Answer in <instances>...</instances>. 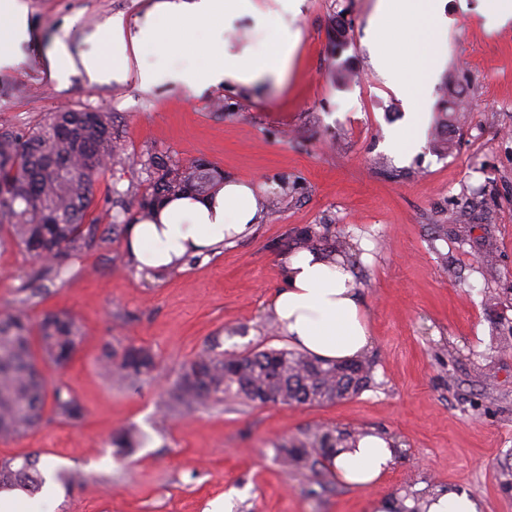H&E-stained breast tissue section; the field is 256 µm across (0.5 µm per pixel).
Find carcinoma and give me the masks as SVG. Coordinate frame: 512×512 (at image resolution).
Wrapping results in <instances>:
<instances>
[{"label":"carcinoma","mask_w":512,"mask_h":512,"mask_svg":"<svg viewBox=\"0 0 512 512\" xmlns=\"http://www.w3.org/2000/svg\"><path fill=\"white\" fill-rule=\"evenodd\" d=\"M458 102L446 103L439 125L453 132L465 122ZM120 135L105 112H51L22 133L0 132V233L60 274L68 262L94 241V225L85 224L93 197V177L104 157H119ZM148 188L136 197L145 217L169 196L202 194L224 180L215 166L194 160L173 164L149 154L143 161ZM298 244L309 251L343 252L304 229ZM83 339L64 312L49 313L34 324L21 305L0 311V438L28 433L43 418L46 401L55 417L69 423L84 418V408L69 390L48 391L38 362L63 366ZM38 345L35 356L32 345ZM107 375L134 385L153 369V357L142 346H126L103 356ZM372 380V365L361 358L336 363L307 353L268 348L246 355L203 349L168 392V408L192 411L224 397L252 404H323L359 394ZM354 434L326 429L310 440L279 445L285 465L312 469L336 448L349 447ZM45 483L36 454L0 462V490L38 493Z\"/></svg>","instance_id":"1"}]
</instances>
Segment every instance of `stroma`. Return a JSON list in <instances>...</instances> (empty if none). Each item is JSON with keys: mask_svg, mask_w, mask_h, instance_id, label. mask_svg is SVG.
<instances>
[{"mask_svg": "<svg viewBox=\"0 0 512 512\" xmlns=\"http://www.w3.org/2000/svg\"><path fill=\"white\" fill-rule=\"evenodd\" d=\"M156 0H24L30 38L22 61L0 70V130L26 131L63 108L108 113L121 136L118 162L97 172L98 242L58 276L12 242L0 245V307L26 301L32 320L66 312L84 339L67 365L43 369L48 388H70L85 410L72 424L45 413L27 434L0 439V459L40 452L52 471L81 472L60 486L54 512H367L371 499L400 502L461 488L483 512H512L500 466L512 459V349L496 338L512 326V22L485 27L480 0H445L447 60L434 81L427 123L447 93L470 98L471 120L445 154L432 140L405 160L383 147L406 109L369 63L363 44L375 0H304L301 32L283 83L209 87L190 94L134 81L65 82L44 62L58 41L73 54L102 55L95 32L133 25ZM349 38L328 39L332 16ZM203 159L225 177L264 186V218L252 234L161 276L137 270L124 238L106 240L112 215L148 186L142 162ZM473 209L471 223L459 213ZM309 228L355 251L354 276L372 347L373 381L323 405H242L227 400L172 412L167 391L206 347L246 354L282 349L273 300L283 260ZM492 245L494 268L481 263ZM39 280L42 292L21 287ZM150 350L152 379L105 378L106 350ZM134 430L131 449L112 445ZM393 438L390 471L361 490L328 467L290 470L276 446L320 429Z\"/></svg>", "mask_w": 512, "mask_h": 512, "instance_id": "35a3bbf8", "label": "stroma"}]
</instances>
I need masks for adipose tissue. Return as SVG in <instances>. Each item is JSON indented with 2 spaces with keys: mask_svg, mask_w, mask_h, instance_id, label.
<instances>
[{
  "mask_svg": "<svg viewBox=\"0 0 512 512\" xmlns=\"http://www.w3.org/2000/svg\"><path fill=\"white\" fill-rule=\"evenodd\" d=\"M304 0H275L261 8L254 0H160L136 27L107 23L100 32L105 58H73L65 43L47 56L50 78L64 79L83 70L89 83L108 78L134 79L152 88L173 82L189 92L221 83L252 87L267 80L284 81L299 33H286L289 19L301 12ZM265 33L263 49L234 46L230 41L208 44L210 34L233 30L241 20ZM179 32L180 44L198 48L202 65L193 69L132 68V53L161 45L167 38L164 22ZM448 19L443 0H377L367 27L370 63L395 87L411 111L409 126L394 130L388 145L405 159L423 143L422 109L435 71L446 54ZM29 38V20L21 0H0V68L13 66L14 47ZM262 187L224 180L204 195L167 199L152 218L134 216L126 248L139 271L168 270L191 257H208L218 247L250 234L263 217ZM286 286L275 297L273 311L289 342L314 356L336 361L363 355L370 333L353 268L345 259L329 260L306 250L285 259ZM396 454L393 441L365 435L356 447L333 455L328 467L343 484L366 489L388 473Z\"/></svg>",
  "mask_w": 512,
  "mask_h": 512,
  "instance_id": "adipose-tissue-1",
  "label": "adipose tissue"
}]
</instances>
